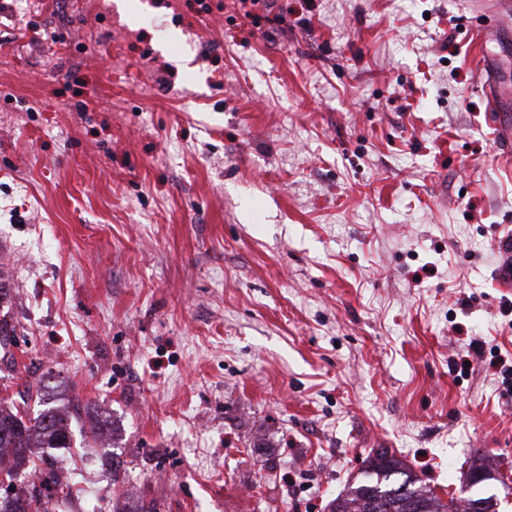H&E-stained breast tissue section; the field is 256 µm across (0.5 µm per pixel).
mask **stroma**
I'll return each instance as SVG.
<instances>
[{
	"label": "stroma",
	"mask_w": 512,
	"mask_h": 512,
	"mask_svg": "<svg viewBox=\"0 0 512 512\" xmlns=\"http://www.w3.org/2000/svg\"><path fill=\"white\" fill-rule=\"evenodd\" d=\"M496 2L0 0V407L67 418L54 512H329L380 448L512 512Z\"/></svg>",
	"instance_id": "stroma-1"
}]
</instances>
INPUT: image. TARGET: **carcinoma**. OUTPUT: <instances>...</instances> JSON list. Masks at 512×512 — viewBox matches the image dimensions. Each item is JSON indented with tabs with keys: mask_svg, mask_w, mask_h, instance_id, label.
Masks as SVG:
<instances>
[{
	"mask_svg": "<svg viewBox=\"0 0 512 512\" xmlns=\"http://www.w3.org/2000/svg\"><path fill=\"white\" fill-rule=\"evenodd\" d=\"M70 427L59 414L46 411L30 417L26 410L0 409V449L11 450L14 460L26 458L30 448H67ZM42 476L19 492L0 499V512H44L43 500L55 493L72 496L70 479L54 466L38 465ZM329 512H498L494 496L440 498L395 454L381 448L363 462L362 476L329 504Z\"/></svg>",
	"mask_w": 512,
	"mask_h": 512,
	"instance_id": "obj_1",
	"label": "carcinoma"
}]
</instances>
